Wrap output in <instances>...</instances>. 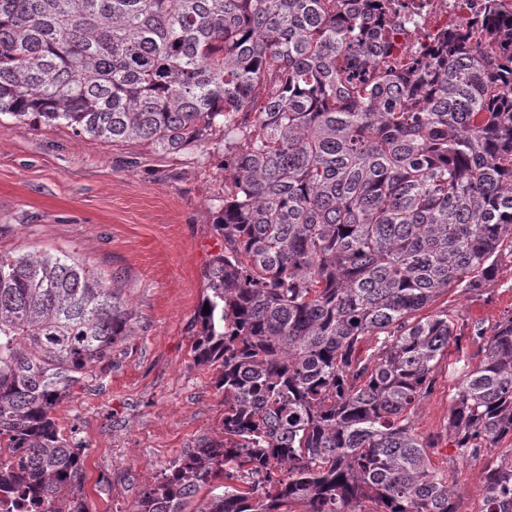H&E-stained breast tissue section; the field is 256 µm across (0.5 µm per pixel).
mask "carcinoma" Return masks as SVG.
Instances as JSON below:
<instances>
[{"instance_id":"obj_1","label":"carcinoma","mask_w":512,"mask_h":512,"mask_svg":"<svg viewBox=\"0 0 512 512\" xmlns=\"http://www.w3.org/2000/svg\"><path fill=\"white\" fill-rule=\"evenodd\" d=\"M402 10L0 0V115L167 154L218 135L231 171L192 346L218 372L224 441L187 449L132 512H456L411 415L463 340L436 302L512 253V11L487 0L479 26L394 62ZM129 333L78 259L0 254L3 497L90 512L55 408ZM471 340L448 413L462 459L512 437V315ZM480 512H512V453L485 470Z\"/></svg>"}]
</instances>
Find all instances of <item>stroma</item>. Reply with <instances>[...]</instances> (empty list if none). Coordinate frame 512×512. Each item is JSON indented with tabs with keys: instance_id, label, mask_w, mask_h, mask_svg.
<instances>
[{
	"instance_id": "1",
	"label": "stroma",
	"mask_w": 512,
	"mask_h": 512,
	"mask_svg": "<svg viewBox=\"0 0 512 512\" xmlns=\"http://www.w3.org/2000/svg\"><path fill=\"white\" fill-rule=\"evenodd\" d=\"M224 177L213 144L165 154L141 140L113 144L0 116V252L74 256L113 278L132 315L111 360L55 410L84 447L90 512H128L184 449L224 438L216 372L192 359L204 273L224 247L213 230ZM449 305L464 329H492L512 313V256H502L489 293L453 296ZM433 378L413 421L436 437L432 463L463 488L460 512H472L491 456L512 452V438L492 455L457 458L448 409L458 364L440 361Z\"/></svg>"
}]
</instances>
